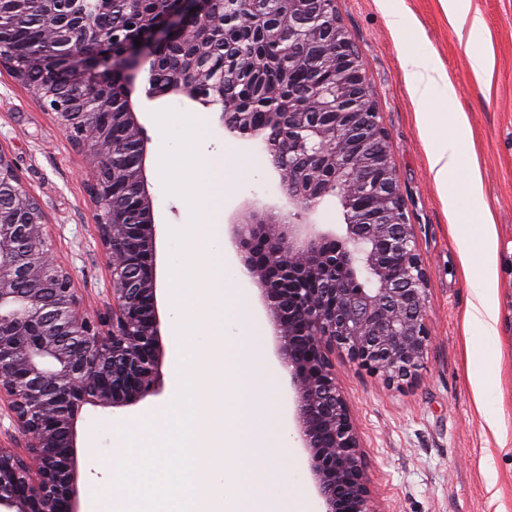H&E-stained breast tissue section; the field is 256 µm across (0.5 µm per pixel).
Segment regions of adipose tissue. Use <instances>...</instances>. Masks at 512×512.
Returning a JSON list of instances; mask_svg holds the SVG:
<instances>
[{"label":"adipose tissue","mask_w":512,"mask_h":512,"mask_svg":"<svg viewBox=\"0 0 512 512\" xmlns=\"http://www.w3.org/2000/svg\"><path fill=\"white\" fill-rule=\"evenodd\" d=\"M405 65L410 90L420 102L429 103L454 97V86L439 61L428 62L420 55L409 54L405 57ZM466 123L465 113H452L448 118V131L431 139L427 146L432 178L437 187L444 190L445 204L451 209L457 207L458 200L447 191L450 176L462 177L473 199H482L484 194L482 176L475 160L463 156L459 135ZM478 222L484 229L480 249H472L465 240L460 243L464 268L469 269L475 265L480 268L475 300L466 315V324L480 335L492 337L497 333V311L488 297V289L494 281L493 220L489 207L481 208Z\"/></svg>","instance_id":"ef3b65f1"}]
</instances>
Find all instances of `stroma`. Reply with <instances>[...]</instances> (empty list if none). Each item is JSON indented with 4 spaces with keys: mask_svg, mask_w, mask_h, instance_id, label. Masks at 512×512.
<instances>
[{
    "mask_svg": "<svg viewBox=\"0 0 512 512\" xmlns=\"http://www.w3.org/2000/svg\"><path fill=\"white\" fill-rule=\"evenodd\" d=\"M397 3L411 28L396 33L387 9ZM336 11L366 67L388 133V144L418 249L430 273L427 315L431 327L428 352L415 379L397 386L350 363L332 357L336 380L352 407L362 443L365 473L380 512H512V434L498 445L486 429V414L503 411L512 430V0H472L484 29L477 38L460 39L441 0H336ZM431 54L444 65L456 99L424 108L406 79L402 45ZM485 51L493 59L489 85L476 80L470 62ZM132 99L157 153L154 113L189 111V104L167 96L147 101L137 78ZM429 121H422V111ZM465 112L468 126L462 143L478 159L484 199H471L463 182L448 183L458 201L456 212L444 204L443 191L429 172L426 144L440 132L446 113ZM208 150L257 158L256 173L228 190L225 217L244 201L275 204L277 179L261 140L225 135L216 116L205 112ZM0 148L13 158L25 187L42 204L49 221V243L55 256L69 265L85 308L94 312L105 299L109 272L97 240L95 207L87 192L80 154L10 72L0 69ZM488 204L496 230V282L489 297L498 309V334L488 339L466 330L474 286L462 268L458 238L480 240L483 227L474 216ZM485 377L490 390L477 404L473 377ZM290 452L272 457L286 469L290 487L303 491L312 512H321L297 439L292 390L288 377L277 381ZM143 408V407H142ZM141 407L110 414L85 406L78 418V456L84 473L82 495L104 490L111 469H97L93 457L111 460L122 428Z\"/></svg>",
    "mask_w": 512,
    "mask_h": 512,
    "instance_id": "1",
    "label": "stroma"
}]
</instances>
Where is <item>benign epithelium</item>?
<instances>
[{
	"instance_id": "benign-epithelium-1",
	"label": "benign epithelium",
	"mask_w": 512,
	"mask_h": 512,
	"mask_svg": "<svg viewBox=\"0 0 512 512\" xmlns=\"http://www.w3.org/2000/svg\"><path fill=\"white\" fill-rule=\"evenodd\" d=\"M119 2L40 0L45 45L21 54L10 23L27 18L30 0H0V66L81 153L110 272L103 308L87 312L71 270L47 246L41 203L0 149V512H81L79 409L112 412L161 393L158 230L134 81L148 69L149 101L224 104V80L207 56L232 19L211 18L210 0H154L148 21L137 22L117 54L99 14ZM279 2L280 16L262 15L263 36L279 37L286 24L297 46L324 43L333 53L309 67L307 110L270 112L262 126L250 112H218L225 132L262 138L285 200L280 208L246 205L233 219L234 243L247 274L263 287L322 512H379L330 356L340 351L389 386L411 378L431 339L429 272L348 31L338 18L325 22L320 0ZM167 47L182 49L184 65L161 91L154 75ZM117 74L121 112L112 111ZM122 146L118 161L114 152ZM327 196L340 205L341 232L311 220Z\"/></svg>"
}]
</instances>
